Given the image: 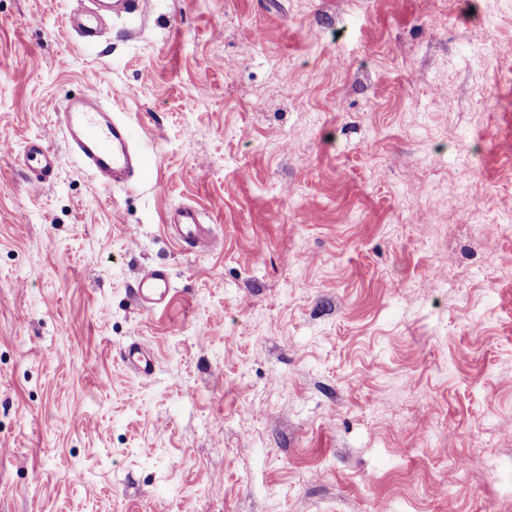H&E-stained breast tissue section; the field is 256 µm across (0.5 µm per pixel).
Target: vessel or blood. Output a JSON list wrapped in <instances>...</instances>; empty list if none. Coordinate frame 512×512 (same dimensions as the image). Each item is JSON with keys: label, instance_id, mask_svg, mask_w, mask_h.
<instances>
[{"label": "vessel or blood", "instance_id": "1", "mask_svg": "<svg viewBox=\"0 0 512 512\" xmlns=\"http://www.w3.org/2000/svg\"><path fill=\"white\" fill-rule=\"evenodd\" d=\"M101 24L102 15L96 9L85 10L71 20L72 27L85 37L98 34ZM58 122L70 148L105 186L123 181L139 165L141 158L131 146L126 125L113 118L111 109L101 106L95 87H85L78 98L70 101L59 113ZM24 163L40 178L52 171L54 156L46 138H39L28 147ZM166 222L180 243L194 246L205 236L200 214L195 209H175L168 214ZM135 292L142 304H164L170 294L168 274L159 268L144 270ZM123 361L130 370L141 375L151 374L155 364L153 354L135 343L125 350Z\"/></svg>", "mask_w": 512, "mask_h": 512}]
</instances>
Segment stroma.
<instances>
[{
	"instance_id": "obj_1",
	"label": "stroma",
	"mask_w": 512,
	"mask_h": 512,
	"mask_svg": "<svg viewBox=\"0 0 512 512\" xmlns=\"http://www.w3.org/2000/svg\"><path fill=\"white\" fill-rule=\"evenodd\" d=\"M78 6L0 0V512H512V0ZM89 84L125 185L53 129ZM101 10L100 7L97 9H87L73 17L70 23L82 36L93 37L98 34L102 24ZM24 163L38 180L52 171L54 156L46 137L37 139L28 147L24 155ZM166 222L174 238L182 244L195 246L205 236V228L201 224L200 213L193 208L183 207L171 211ZM169 276L159 268L146 269L140 275L135 292L138 301L149 306L164 304L170 294ZM125 365L132 371L140 375H149L152 373L155 358L154 355L139 347L138 344H131L123 354Z\"/></svg>"
}]
</instances>
